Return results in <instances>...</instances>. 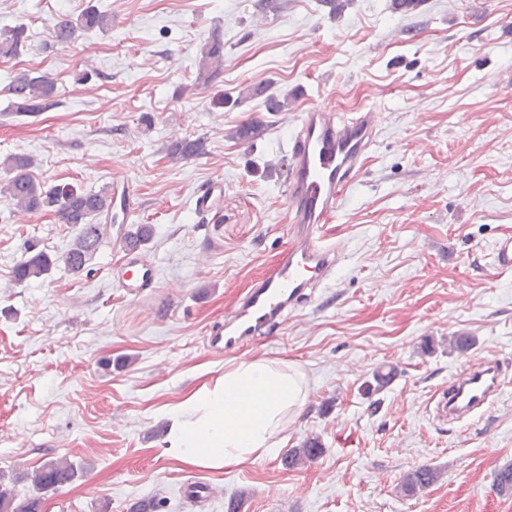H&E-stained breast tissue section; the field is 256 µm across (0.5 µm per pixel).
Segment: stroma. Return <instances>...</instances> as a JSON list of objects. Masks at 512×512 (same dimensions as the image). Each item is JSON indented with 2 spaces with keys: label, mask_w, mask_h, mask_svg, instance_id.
<instances>
[{
  "label": "stroma",
  "mask_w": 512,
  "mask_h": 512,
  "mask_svg": "<svg viewBox=\"0 0 512 512\" xmlns=\"http://www.w3.org/2000/svg\"><path fill=\"white\" fill-rule=\"evenodd\" d=\"M0 0V30L28 40L0 59V160L35 158L46 185L98 191L130 182L135 221L154 227L144 251L158 287L126 298L113 270L120 240H105L91 276L56 267L19 282L30 250L65 252L76 235L55 212L23 221L0 172V474L51 458L83 472L44 495L45 512H127L153 498L158 512H512L493 486L512 463V388L481 417L447 427L426 411L448 377L490 356L512 372V272L491 246L512 231V0H421L399 14L390 0ZM90 5L112 28L55 45L53 29ZM224 44V69L195 82L204 45ZM55 78L58 103L13 110L21 70ZM265 83L285 112L243 98ZM348 115L374 109L378 138L337 216L324 228L344 260L329 287L274 336L235 354L204 345L288 241V133L307 107ZM263 125L254 142L234 138ZM204 138V155L174 161L168 144ZM222 177L224 195L198 216L192 195ZM470 337L459 352L452 336ZM251 357L296 364L309 396L272 455L221 472L169 452V411ZM394 370L373 390V375ZM309 436L324 452L285 459ZM437 468L413 497L398 483ZM201 482L207 501L183 486Z\"/></svg>",
  "instance_id": "1"
}]
</instances>
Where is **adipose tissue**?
Masks as SVG:
<instances>
[{"label": "adipose tissue", "instance_id": "1", "mask_svg": "<svg viewBox=\"0 0 512 512\" xmlns=\"http://www.w3.org/2000/svg\"><path fill=\"white\" fill-rule=\"evenodd\" d=\"M308 389L287 362L248 359L225 371L180 406L169 448L185 464L212 471L272 454L286 416L296 415Z\"/></svg>", "mask_w": 512, "mask_h": 512}]
</instances>
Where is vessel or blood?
<instances>
[{"label":"vessel or blood","instance_id":"obj_1","mask_svg":"<svg viewBox=\"0 0 512 512\" xmlns=\"http://www.w3.org/2000/svg\"><path fill=\"white\" fill-rule=\"evenodd\" d=\"M376 141L377 114L372 110L342 119L333 107L318 104L302 113L289 138L288 242L275 271L256 279L224 322L207 331L206 344L211 350L235 352L255 337L273 335L291 312L331 281L343 255L328 242L323 226L334 219L344 192ZM133 194L129 185L113 187V223H130ZM223 194V180H210L193 196L195 212L208 214ZM122 253L114 280L125 296L131 298L156 287L158 269L142 250L126 246ZM492 256L499 270L512 271L511 232L495 239ZM507 379L502 363L490 358L457 370L448 378L447 391L434 401V418L458 422L484 412L500 395Z\"/></svg>","mask_w":512,"mask_h":512}]
</instances>
